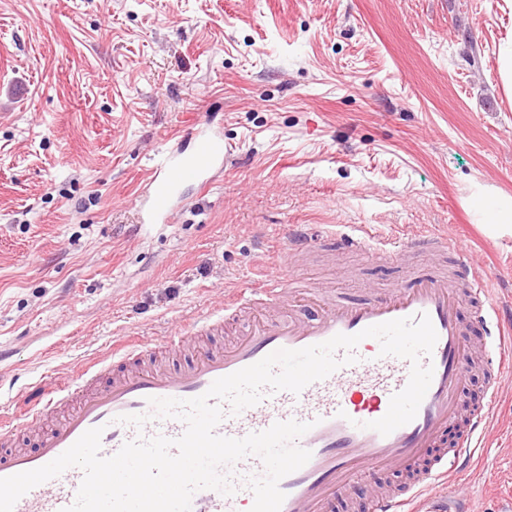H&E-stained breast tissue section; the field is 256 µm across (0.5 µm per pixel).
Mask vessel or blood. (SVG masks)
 Listing matches in <instances>:
<instances>
[{"mask_svg": "<svg viewBox=\"0 0 512 512\" xmlns=\"http://www.w3.org/2000/svg\"><path fill=\"white\" fill-rule=\"evenodd\" d=\"M192 151L163 148L153 157L152 176L141 190L137 206L144 224H164L181 202V188L192 182L203 186L214 182L224 163V136L209 121L201 120L189 131ZM287 250H309L319 232L299 224L286 231ZM347 250L371 257L383 252L392 259H406L415 251L414 240L389 246L377 242L364 226H353L342 234ZM284 278L268 274L263 287L253 295L234 289L224 293L221 305L191 327L168 332L161 347H152L137 336L114 344L109 356L86 367L76 381L56 387L29 405L19 423L0 418V478L39 468L71 447L87 430L102 427V456L114 455L129 440L158 435L170 439L185 431L182 421L153 419L135 427L119 423L124 414H146L149 398L190 399L204 394L221 377L250 366L279 349H301L325 342L338 334L352 335L394 319L427 314L437 333L431 356L422 365L433 368L431 385L416 417L389 435L369 429V422L382 418L391 397L403 390L410 376L408 360L381 356L380 344L367 338L355 350L356 363L342 366L327 378L305 387L300 393H266L257 405L237 415H225L218 424L219 435L242 438L270 428L274 423L297 420L310 423V430L297 441L310 451V460L281 479L285 495L281 512H333L337 501L357 497L359 484L382 468L407 467L436 447L443 431L461 411V394L470 363L467 326L460 317L467 293L487 294L484 278L466 260H456L452 274H433L414 281L409 288H392L383 296L350 302L333 292L306 285L287 301L288 308L273 319L259 315L235 331L222 345L210 344V336L223 333L249 301L261 304L283 300ZM490 325L494 342L485 355L495 372L485 396L495 399L503 390L500 376L512 364V312L492 303L476 310ZM192 353L185 365L154 362L156 351ZM484 415L472 418L452 448L444 450L437 467L422 474L398 494H377L366 505L367 512H405L407 504L420 502L419 512H467L468 501L457 490L456 469L474 455L483 428ZM36 431L35 449L15 447L20 428ZM265 472L261 459L248 456L232 468L236 491L226 496L218 491H197L191 512H250L254 494L246 479ZM80 468L71 467L43 482L16 503L14 512H63L70 506L83 480Z\"/></svg>", "mask_w": 512, "mask_h": 512, "instance_id": "vessel-or-blood-1", "label": "vessel or blood"}]
</instances>
